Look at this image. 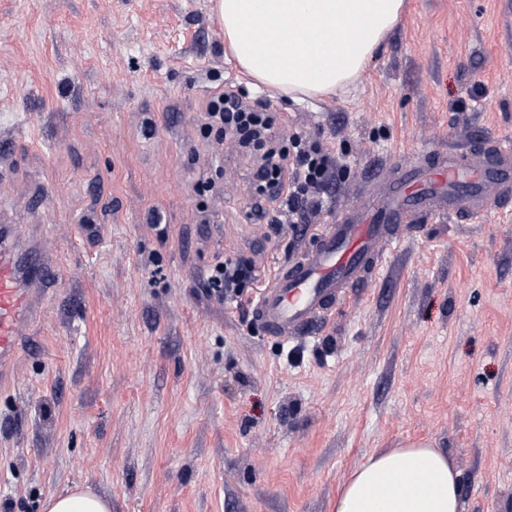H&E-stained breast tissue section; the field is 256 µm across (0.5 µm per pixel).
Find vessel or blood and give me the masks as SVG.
I'll return each mask as SVG.
<instances>
[{
	"label": "vessel or blood",
	"instance_id": "b4317fda",
	"mask_svg": "<svg viewBox=\"0 0 512 512\" xmlns=\"http://www.w3.org/2000/svg\"><path fill=\"white\" fill-rule=\"evenodd\" d=\"M512 198V140L495 138L472 156L451 148L376 175L362 209L326 225L298 258L279 268L261 292L253 316L279 340L311 333L314 325L375 275L385 254L412 225L441 217L479 221ZM54 273L38 244L0 226V386L9 381L24 336L40 320L43 285Z\"/></svg>",
	"mask_w": 512,
	"mask_h": 512
}]
</instances>
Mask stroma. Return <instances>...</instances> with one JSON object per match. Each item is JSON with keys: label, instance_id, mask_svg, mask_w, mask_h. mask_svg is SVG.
<instances>
[{"label": "stroma", "instance_id": "obj_1", "mask_svg": "<svg viewBox=\"0 0 512 512\" xmlns=\"http://www.w3.org/2000/svg\"><path fill=\"white\" fill-rule=\"evenodd\" d=\"M406 4L353 87L295 102L241 72L211 0H0V224L56 264L41 347L0 390V512L76 484L112 512H334L409 442L450 455L463 512H512V206L403 233L305 339L201 286L229 251L269 281L373 171L512 137V0ZM222 88L337 152L306 233L249 223L252 162L199 134Z\"/></svg>", "mask_w": 512, "mask_h": 512}]
</instances>
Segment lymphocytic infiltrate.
Wrapping results in <instances>:
<instances>
[{
  "label": "lymphocytic infiltrate",
  "mask_w": 512,
  "mask_h": 512,
  "mask_svg": "<svg viewBox=\"0 0 512 512\" xmlns=\"http://www.w3.org/2000/svg\"><path fill=\"white\" fill-rule=\"evenodd\" d=\"M201 134L206 139L231 137L235 150L254 156L253 178L265 204L250 213L251 223L270 233L283 224L298 230L310 216L329 208L334 153L300 132L280 137L275 116L263 104H249L232 90L216 92L207 102ZM258 280L254 260L230 253L215 259L201 285L224 302L238 304L246 285Z\"/></svg>",
  "instance_id": "f902f5d3"
}]
</instances>
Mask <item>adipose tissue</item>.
<instances>
[{"mask_svg": "<svg viewBox=\"0 0 512 512\" xmlns=\"http://www.w3.org/2000/svg\"><path fill=\"white\" fill-rule=\"evenodd\" d=\"M403 7L404 0H216L215 18L248 76L312 96L353 84ZM330 32L337 42L327 40ZM43 512H112V503L77 486L49 495ZM335 512H462L459 472L438 448L381 452L350 473Z\"/></svg>", "mask_w": 512, "mask_h": 512, "instance_id": "ef3b65f1", "label": "adipose tissue"}]
</instances>
